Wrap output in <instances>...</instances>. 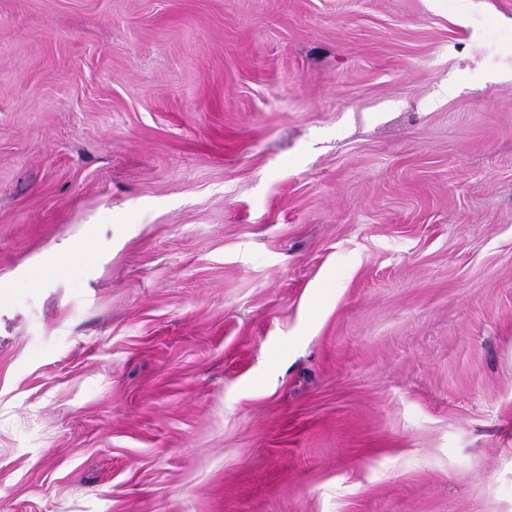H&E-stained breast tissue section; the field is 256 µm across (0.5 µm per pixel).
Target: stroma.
Instances as JSON below:
<instances>
[{"label":"stroma","mask_w":512,"mask_h":512,"mask_svg":"<svg viewBox=\"0 0 512 512\" xmlns=\"http://www.w3.org/2000/svg\"><path fill=\"white\" fill-rule=\"evenodd\" d=\"M0 512H512V0H0Z\"/></svg>","instance_id":"stroma-1"}]
</instances>
